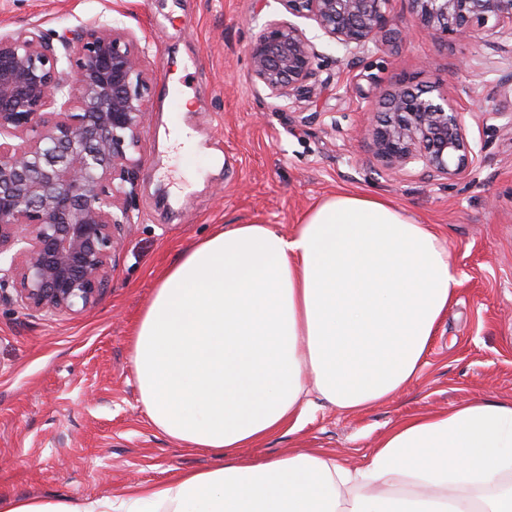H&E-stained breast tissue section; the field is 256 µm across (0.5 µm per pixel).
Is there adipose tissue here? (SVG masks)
<instances>
[{
    "mask_svg": "<svg viewBox=\"0 0 512 512\" xmlns=\"http://www.w3.org/2000/svg\"><path fill=\"white\" fill-rule=\"evenodd\" d=\"M461 284L445 239L373 195L327 196L289 235L218 228L164 272L131 354L155 427L218 465L0 512H512V399L404 417L359 466L313 448L243 454L315 401L355 412L403 391Z\"/></svg>",
    "mask_w": 512,
    "mask_h": 512,
    "instance_id": "adipose-tissue-1",
    "label": "adipose tissue"
}]
</instances>
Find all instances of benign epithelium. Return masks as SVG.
<instances>
[{"instance_id":"obj_1","label":"benign epithelium","mask_w":512,"mask_h":512,"mask_svg":"<svg viewBox=\"0 0 512 512\" xmlns=\"http://www.w3.org/2000/svg\"><path fill=\"white\" fill-rule=\"evenodd\" d=\"M314 34L273 20L249 52L255 81L275 97L309 98L318 79L315 40L356 55L388 39L390 0H280ZM431 36L512 38V0H409ZM64 52L40 31L0 37V300L44 316L77 313L102 297L132 223L135 153L147 78L133 36L110 23L87 29ZM468 96L509 97L512 76ZM381 110L361 135L388 170L463 176L478 146L462 113L434 87L402 80L378 91ZM59 99L72 112H48Z\"/></svg>"}]
</instances>
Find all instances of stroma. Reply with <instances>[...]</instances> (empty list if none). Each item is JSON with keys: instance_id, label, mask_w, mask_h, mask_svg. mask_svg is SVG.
Returning <instances> with one entry per match:
<instances>
[{"instance_id": "1", "label": "stroma", "mask_w": 512, "mask_h": 512, "mask_svg": "<svg viewBox=\"0 0 512 512\" xmlns=\"http://www.w3.org/2000/svg\"><path fill=\"white\" fill-rule=\"evenodd\" d=\"M278 0H0V37L26 28L70 35L114 21L146 51V120L137 152L133 223L108 289L82 313L28 315L0 303V498L96 499L180 472L215 466L157 430L139 401L129 340L159 275L225 224H270L291 232L320 199L375 195L447 240L461 275L420 376L389 401L346 413L311 410L246 457L330 448L362 464L378 439L411 414L474 398H512V138L498 102L464 86L495 85L512 71L502 45L418 32L409 0H391L394 45L351 58L319 44L320 78L309 99H277L255 82L249 48ZM458 101L480 154L460 179L426 181L372 158L359 128L379 109L376 87L401 79ZM310 115L309 123L297 120ZM195 148L178 153L176 128Z\"/></svg>"}]
</instances>
